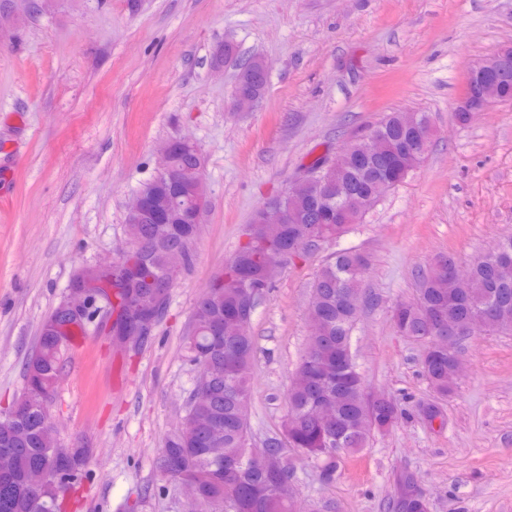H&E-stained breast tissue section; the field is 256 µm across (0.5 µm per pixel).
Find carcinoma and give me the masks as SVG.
Here are the masks:
<instances>
[{"mask_svg":"<svg viewBox=\"0 0 512 512\" xmlns=\"http://www.w3.org/2000/svg\"><path fill=\"white\" fill-rule=\"evenodd\" d=\"M383 122V151L397 163L398 184L416 164L413 157L400 154L402 144L418 139L428 119L421 112H391ZM186 166H203L202 156L177 143L173 168ZM370 169V158L357 146L330 165L322 158L313 161L307 170L327 182L329 201H320L307 186L285 191L282 204L298 223L258 225L257 234L224 266V285L211 283L197 304L187 350L203 370L210 398L188 404L190 419L165 439L157 461L164 477L197 484L200 498L192 512H205L209 502L221 499L229 512H294L288 469L266 462L268 456L282 455V441L316 459L323 480L330 483L341 455L360 451L374 433L388 430L398 419V404L370 393L355 366L351 339L361 306V268L369 258L345 249L320 268L312 286L308 317L319 329L308 338L299 365L306 384L288 390L284 439L271 437L263 447L254 448L250 436L255 352L250 326L257 304L250 303L247 289L272 288L273 266L310 252L316 242L344 234L349 225L336 223V204L352 202L361 217L373 208L385 190L365 176ZM144 187L158 197L162 211L153 223L129 225L138 249L103 271L96 265L83 267L90 280L113 291L115 336L123 325L153 313L154 296L169 297L173 281L168 270L191 264L200 231V225L183 222L184 213L195 206L190 192L173 199V187L162 179ZM506 242L511 245L507 263L492 255L478 259L459 288L448 287L446 280L451 258L437 257L420 276L416 298L393 309L396 332L426 344L423 373L442 396L455 388L459 359L457 351L439 348L442 332L457 327L464 334L470 318L478 314L484 317L486 331L512 332V238ZM84 330L83 323L67 333H53L41 325L36 352L25 363L22 392L11 406V415L0 417V512H58L59 500L82 474L86 456L46 447L54 425L44 402L60 372L61 347L68 337ZM320 398L336 407L327 420L312 416V406ZM37 459L46 461L49 476L33 489L26 475ZM395 512H428L426 499L410 477L403 482Z\"/></svg>","mask_w":512,"mask_h":512,"instance_id":"obj_1","label":"carcinoma"}]
</instances>
